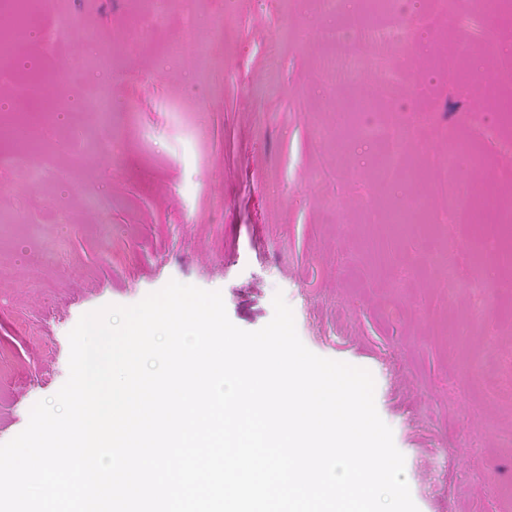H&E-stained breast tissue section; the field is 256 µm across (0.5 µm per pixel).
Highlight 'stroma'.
<instances>
[{
  "instance_id": "1",
  "label": "stroma",
  "mask_w": 512,
  "mask_h": 512,
  "mask_svg": "<svg viewBox=\"0 0 512 512\" xmlns=\"http://www.w3.org/2000/svg\"><path fill=\"white\" fill-rule=\"evenodd\" d=\"M32 7L38 34L0 66V104L50 116L34 134L0 128V443L67 380L82 315L175 280L220 291L255 331L279 294L309 350L372 373L419 512H512V262L497 219L462 220L473 199L512 195V151L470 123L499 125L512 103V17L491 50L468 25L476 0H400L407 45L361 44L359 68L331 75L320 34L357 21L318 0ZM189 35L203 56L172 52ZM381 64L398 85L379 84ZM460 72L481 94L460 93ZM357 98L405 130L422 180H378L383 145L339 109ZM462 139L483 166L449 160ZM416 199L447 225V253L424 225L383 231ZM468 247L481 263L450 282L444 261Z\"/></svg>"
}]
</instances>
